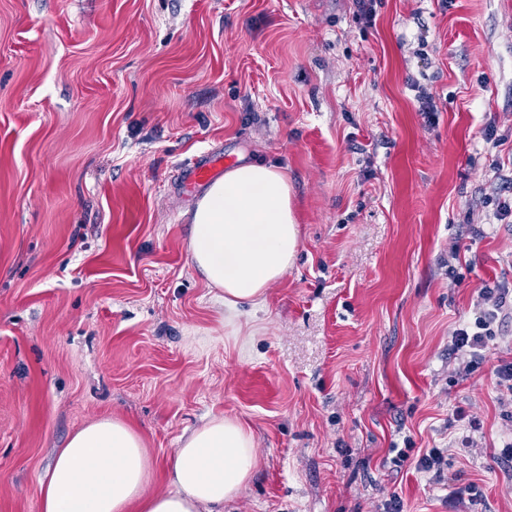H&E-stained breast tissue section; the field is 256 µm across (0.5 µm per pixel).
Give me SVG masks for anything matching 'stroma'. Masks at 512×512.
Listing matches in <instances>:
<instances>
[{
  "label": "stroma",
  "instance_id": "stroma-1",
  "mask_svg": "<svg viewBox=\"0 0 512 512\" xmlns=\"http://www.w3.org/2000/svg\"><path fill=\"white\" fill-rule=\"evenodd\" d=\"M374 8L0 0V512H40L54 455L105 416L166 490L214 415L256 439L224 512H450L471 485L512 512V324L471 377L448 357L480 287L512 284L486 205L512 173V0ZM220 150L285 170L301 240L234 313L186 250L182 167ZM431 448L444 481L415 468ZM494 377L503 405L510 407V418H512V362L499 364L494 370Z\"/></svg>",
  "mask_w": 512,
  "mask_h": 512
}]
</instances>
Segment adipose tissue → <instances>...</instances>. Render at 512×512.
<instances>
[{
    "label": "adipose tissue",
    "instance_id": "obj_1",
    "mask_svg": "<svg viewBox=\"0 0 512 512\" xmlns=\"http://www.w3.org/2000/svg\"><path fill=\"white\" fill-rule=\"evenodd\" d=\"M187 252L216 303L229 310L264 304L292 267L300 244L287 174L263 162L225 170L189 213ZM256 465L252 433L237 419L212 417L183 434L169 488L147 491L155 461L126 421L79 428L39 485L42 512H224Z\"/></svg>",
    "mask_w": 512,
    "mask_h": 512
}]
</instances>
